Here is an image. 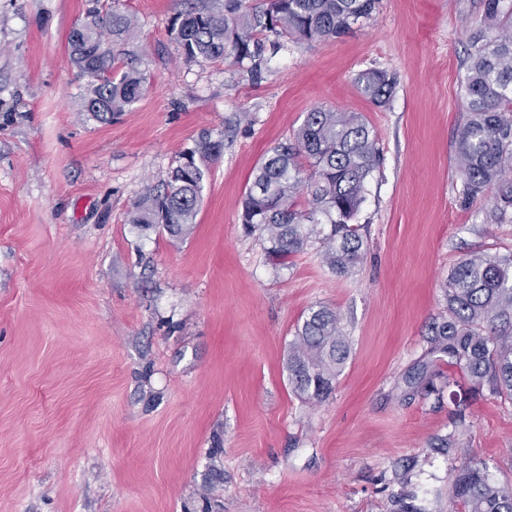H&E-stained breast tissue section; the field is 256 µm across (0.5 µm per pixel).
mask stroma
Listing matches in <instances>:
<instances>
[{
    "mask_svg": "<svg viewBox=\"0 0 512 512\" xmlns=\"http://www.w3.org/2000/svg\"><path fill=\"white\" fill-rule=\"evenodd\" d=\"M95 5L0 0V512H457L469 458L512 487V400L468 395L427 343L452 267L512 251V222L484 221L493 191L463 204L453 163L483 0H380L353 33L288 42L255 76L183 59L180 0H119L146 84L109 124L84 112L67 56ZM370 68L397 79L381 107L354 82ZM320 106L363 115L383 154L356 218L367 257L343 277L310 249L275 264L239 221L253 170ZM205 133L224 149L192 233L139 232L136 205ZM318 305L353 341L319 403L286 369ZM426 361L440 395L404 392ZM450 434L455 452L432 447Z\"/></svg>",
    "mask_w": 512,
    "mask_h": 512,
    "instance_id": "obj_1",
    "label": "stroma"
}]
</instances>
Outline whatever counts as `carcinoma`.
I'll use <instances>...</instances> for the list:
<instances>
[{"instance_id":"carcinoma-1","label":"carcinoma","mask_w":512,"mask_h":512,"mask_svg":"<svg viewBox=\"0 0 512 512\" xmlns=\"http://www.w3.org/2000/svg\"><path fill=\"white\" fill-rule=\"evenodd\" d=\"M506 0H484L483 18L470 33L473 52L463 83L465 115L455 140V161L470 204L495 189L486 223L502 224L512 211V16ZM380 0H206L179 11L170 33L187 62L230 61L260 73L283 47V40L306 43L333 40L372 18ZM97 45L70 40L69 62L87 78L84 111L110 123L142 95L144 76L125 64L118 46L138 28L135 15L117 7L86 16ZM359 91L376 105L392 96L396 80L385 70L362 72ZM224 144L205 135L181 152L167 188L147 195L130 217L140 230L161 228L182 238L194 227L205 170ZM376 135L362 115L315 108L274 147L254 172L242 202L241 224L268 244L272 260L285 264L311 247L335 274L359 266L365 255L360 226L353 223L366 185L379 168ZM448 316L435 322L430 353L448 355L469 388L488 386L512 398V252L469 255L448 274ZM351 354V340L334 309L309 310L288 345L286 368L297 396L321 402L333 392ZM439 376L417 365L404 379L410 391H435ZM462 512H512V489L490 480L480 462H463L451 483Z\"/></svg>"}]
</instances>
